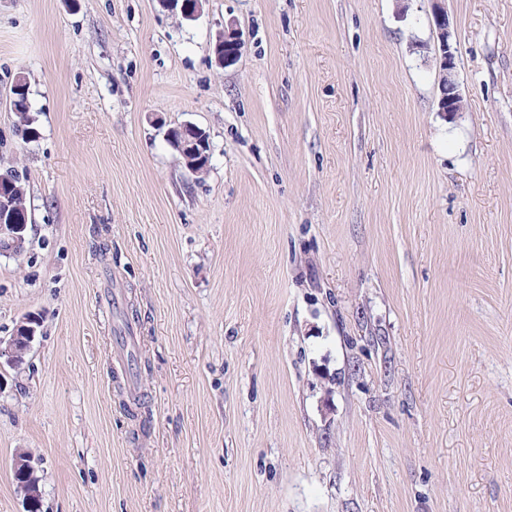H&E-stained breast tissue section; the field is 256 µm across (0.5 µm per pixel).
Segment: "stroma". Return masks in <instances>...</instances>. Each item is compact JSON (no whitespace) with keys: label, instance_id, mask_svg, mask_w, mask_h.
<instances>
[{"label":"stroma","instance_id":"1","mask_svg":"<svg viewBox=\"0 0 512 512\" xmlns=\"http://www.w3.org/2000/svg\"><path fill=\"white\" fill-rule=\"evenodd\" d=\"M446 5L454 115L432 0H0V512H512V0ZM432 2L435 31L443 50L442 65L444 66V75L441 83V96L438 101L440 111L448 112V114L463 112L464 100L455 79L456 55L451 44L452 33L445 0H432ZM240 44L241 37L237 29L231 27L224 30V33L219 36L216 42V63L220 67H224L234 58L236 49ZM230 47H233V49H229ZM21 79L22 83L18 86V90L16 84H13V89L17 90L15 92L17 95L15 99L17 101L15 103L11 102V112H15L18 127L20 128L24 138L33 139L37 135V130L33 126L34 120L30 115L31 106L29 102V86L27 78L24 75ZM180 126L181 127L179 129H177V131L179 130V132H181V133H185V131L186 132L188 131V133H190V135H194V137H195V138H193L194 144H191L188 146V142L185 141L183 138L175 137L174 130L170 133V142H171L172 146L174 148H176L183 157H186L187 155H192L197 152L201 153L205 150H209V153H210V145L209 146L207 145L204 135H202L201 132L198 130L200 128L197 129L196 126L191 125V124H183ZM197 147H198V149H197ZM183 157H182V159H183L185 167H186V161ZM6 177L9 178L12 183L9 185L8 189H3L1 191V183H0V191L2 192V200L1 202V214L7 208L9 209V216H12L18 222H27L28 224V211H27V191L25 184L13 174L5 173L1 174L0 178ZM18 327L25 328L22 330L24 336L20 333L24 337V340L21 343H17V333H15L14 336H11L7 341L0 340V366L6 364L10 367H17L22 364L24 361V355L35 339V328L26 326L22 322H20Z\"/></svg>","mask_w":512,"mask_h":512}]
</instances>
